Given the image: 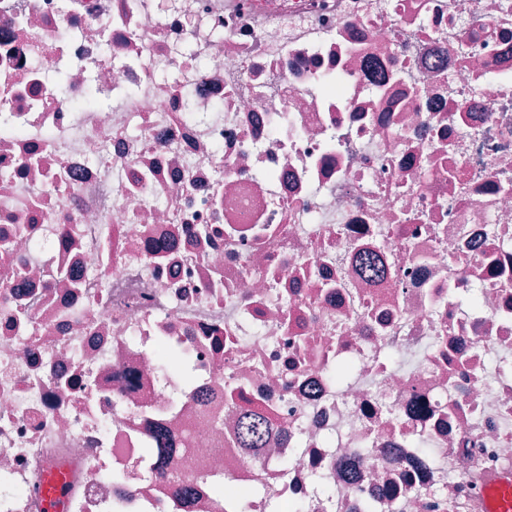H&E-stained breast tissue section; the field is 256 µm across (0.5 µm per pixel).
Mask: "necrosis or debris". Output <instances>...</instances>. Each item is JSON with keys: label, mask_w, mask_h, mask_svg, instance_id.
Returning <instances> with one entry per match:
<instances>
[{"label": "necrosis or debris", "mask_w": 512, "mask_h": 512, "mask_svg": "<svg viewBox=\"0 0 512 512\" xmlns=\"http://www.w3.org/2000/svg\"><path fill=\"white\" fill-rule=\"evenodd\" d=\"M8 265L0 512H46L56 470L64 512H234L184 497L207 473L249 512H484L512 472V0H0ZM158 424L162 471L115 480ZM189 355L176 347H163L159 352L157 369L160 373L186 374ZM271 430L269 418L258 409H246L240 418L239 448H262ZM196 481H205L212 486V492L219 498H223L224 500H227L229 498H232L236 505L237 509H239L238 512H241V504L242 501L247 496L246 489L236 486L228 481H222L215 479L209 475H200L199 477L195 478L194 482Z\"/></svg>", "instance_id": "4bbe7bcc"}]
</instances>
